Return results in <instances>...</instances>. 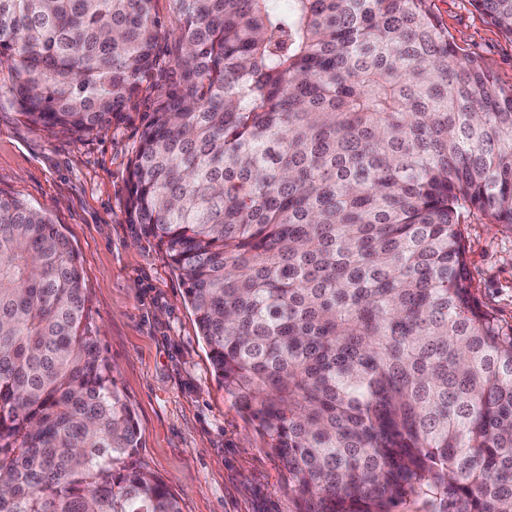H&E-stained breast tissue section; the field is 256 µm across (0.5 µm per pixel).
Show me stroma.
I'll return each mask as SVG.
<instances>
[{"mask_svg":"<svg viewBox=\"0 0 512 512\" xmlns=\"http://www.w3.org/2000/svg\"><path fill=\"white\" fill-rule=\"evenodd\" d=\"M162 67L130 108L83 139L30 124L11 106L0 64V191L43 210L76 250L92 327L141 432L136 459L179 495L183 512H293L288 474L216 379L185 286L156 241L126 221L127 175L155 90L166 85L181 20L155 0ZM461 52L512 86V40L470 0H435ZM474 295L512 326V232L472 219Z\"/></svg>","mask_w":512,"mask_h":512,"instance_id":"stroma-1","label":"stroma"}]
</instances>
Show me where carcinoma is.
Returning <instances> with one entry per match:
<instances>
[{
    "label": "carcinoma",
    "instance_id": "1",
    "mask_svg": "<svg viewBox=\"0 0 512 512\" xmlns=\"http://www.w3.org/2000/svg\"><path fill=\"white\" fill-rule=\"evenodd\" d=\"M170 86L128 171L224 390L294 512H512V327L465 224L512 231V86L434 0H172ZM512 40V0H470ZM153 0H0L10 103L108 127L159 67ZM91 326L80 263L0 194V512H182Z\"/></svg>",
    "mask_w": 512,
    "mask_h": 512
}]
</instances>
